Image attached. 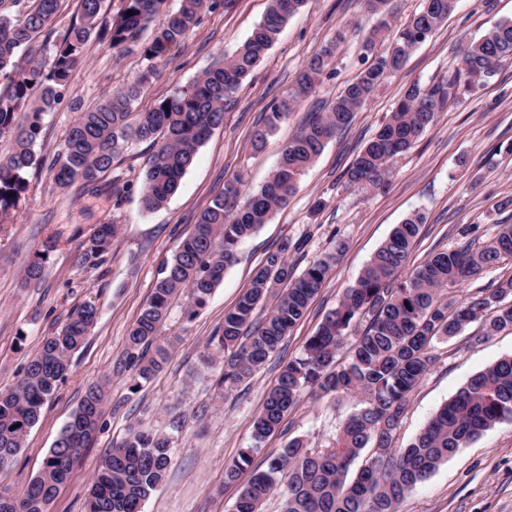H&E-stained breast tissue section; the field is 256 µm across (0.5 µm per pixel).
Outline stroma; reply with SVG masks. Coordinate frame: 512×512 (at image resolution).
Instances as JSON below:
<instances>
[{"mask_svg":"<svg viewBox=\"0 0 512 512\" xmlns=\"http://www.w3.org/2000/svg\"><path fill=\"white\" fill-rule=\"evenodd\" d=\"M268 0H237L232 10L207 9L184 44L171 48L168 61L146 84L135 104L148 111L177 87L232 54L262 19ZM512 19V0H459L456 10L408 56L403 66L357 112L302 175L296 194L268 224L240 246L236 263L224 274L206 306L189 315L187 293L177 294L160 324L170 359L141 387L118 366L126 336L149 301L165 262L194 229L200 214L237 178L243 193L257 190L276 169L282 145L299 130L308 113L328 104L363 66V40L376 19L361 0H307L280 38L234 94L224 122L215 128L181 181L160 209L140 203L146 145L122 155L96 192L80 186L58 188L51 166L66 132L80 111L132 80L148 62L140 51L117 53L108 42L88 43L57 110L45 115L35 150L40 158L28 175L19 207L0 223V393L13 389L43 337L63 326L71 312L93 304L97 317L71 368L43 407L23 448L5 470L0 489L21 493L69 423L90 385H104L100 430L47 507L48 512H84L95 470L113 442L130 427L159 430L174 439L173 461L143 512H231L241 483L261 468L268 451L300 437L312 447L328 445L339 422L351 414L356 396L316 400L303 396L254 454L251 470L237 483L225 470L242 449L251 447V424L289 359L335 308L375 251L397 224L425 212L428 221L408 258L415 268L430 255L453 249L457 231L474 224L487 239L499 225L512 224V208L498 202L512 197V62L502 63L482 85L463 93L439 112L416 144L397 156L386 188L361 190L346 182V171L392 111L403 91L429 87L460 67V47L495 23ZM337 49L315 91L298 104L255 147L254 134L271 105L287 93L304 63L329 44ZM124 186L112 195L113 180ZM114 222L120 232L101 264L78 266L76 255L98 225ZM58 245L47 252L40 282L23 284V269L48 237ZM305 239L290 253L297 270L342 240L347 249L332 268L305 318L251 378L224 391L215 379L224 362L207 347L224 313L250 285L254 270L283 239ZM470 324L460 336L436 343L435 361L411 393L395 445L407 447L428 419L468 380L498 359L512 355V330L479 339ZM400 512H512V421L496 424L461 449L403 500Z\"/></svg>","mask_w":512,"mask_h":512,"instance_id":"stroma-1","label":"stroma"}]
</instances>
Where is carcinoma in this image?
I'll use <instances>...</instances> for the list:
<instances>
[{"mask_svg": "<svg viewBox=\"0 0 512 512\" xmlns=\"http://www.w3.org/2000/svg\"><path fill=\"white\" fill-rule=\"evenodd\" d=\"M104 0H80L77 16L55 44L50 67L35 59L34 43L52 29L62 0H0V140L10 141L0 154V219L16 209L28 189L26 174L38 165L34 146L42 115L59 105L62 89L83 61L93 39L105 40L119 51L138 46L142 32L160 12L165 0H121L112 24L101 19ZM389 0H364L378 25L363 48L373 53L380 33L389 30ZM235 0H181L180 8L156 29L142 47L151 65L137 78L106 94L95 106L79 113L69 128L54 162L60 188L76 183L88 191L110 173L116 159L140 143L150 146L141 204L150 212L161 208L177 191L199 148L224 122L228 101L258 61L278 40L288 19L306 0H270L262 20L238 49L191 84L156 102L148 112L132 110L155 73L154 63L165 60L172 46L183 43L204 6L233 7ZM457 0H423V8L392 37L331 102L325 112H313L282 147L277 169L261 188L243 196L241 181L224 184V191L199 216L193 232L164 265L149 302L126 338V363L135 379L149 380L168 362L169 350L157 342L159 325L168 305L182 289H190V314L203 308L237 260V248L273 214L288 204L299 179L390 75L398 71L411 50L455 10ZM335 46L313 56L297 74L288 93L266 114L255 133V145L311 95L325 74ZM462 66L430 87L413 84L402 94L389 118L358 153L347 170L350 186L378 189L388 184L391 161L410 149L434 122L437 112L491 77L503 62L512 61V20H503L461 48ZM427 221L416 212L397 225L309 336L299 357L280 370L262 411L252 422L255 443L281 428L286 415L304 393L319 398L356 394L358 407L343 421L335 438L314 448L292 438L266 457L234 502L232 512H261L274 494L281 512H399V505L418 484L486 430L512 420V357L502 358L474 375L430 419L406 448L392 446L393 435L406 412L411 391L434 361V343L459 335L477 322L475 341L512 329V276L492 287L478 288L469 297L455 298L456 287L479 278L505 259L512 260V224H501L486 241L470 237L476 229L459 231L456 248L430 255L405 278L401 272L411 248ZM119 232L117 224L98 225L77 262L95 266ZM303 246L285 239L268 251L254 272L250 287L224 313L210 342L224 351V371L217 385L239 384L259 371L290 332L304 319L332 267L346 250H334L313 260L295 274L288 252ZM48 241L24 269V280L41 278ZM266 317H255L258 306ZM96 318L87 303L68 322L43 339L28 361L15 389L0 393V469L24 447L39 421L44 404L70 370L71 353L84 344ZM104 391L87 389L72 420L62 430L45 459L41 473L20 494L0 498V512H47L59 487L66 482L81 450L99 430ZM367 448L375 449L355 476L351 468ZM254 448H244L239 460L225 471L232 483L252 462ZM172 462V438L158 431L133 427L101 460L85 504V512H142L144 502L163 482Z\"/></svg>", "mask_w": 512, "mask_h": 512, "instance_id": "carcinoma-1", "label": "carcinoma"}]
</instances>
